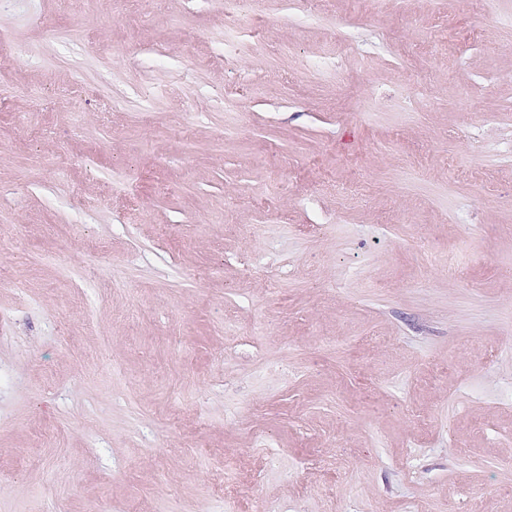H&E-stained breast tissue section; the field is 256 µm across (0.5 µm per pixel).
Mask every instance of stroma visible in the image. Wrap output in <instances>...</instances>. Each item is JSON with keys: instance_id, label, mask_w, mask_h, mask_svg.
Masks as SVG:
<instances>
[{"instance_id": "35a3bbf8", "label": "stroma", "mask_w": 512, "mask_h": 512, "mask_svg": "<svg viewBox=\"0 0 512 512\" xmlns=\"http://www.w3.org/2000/svg\"><path fill=\"white\" fill-rule=\"evenodd\" d=\"M272 13L0 0V512H512V0Z\"/></svg>"}]
</instances>
